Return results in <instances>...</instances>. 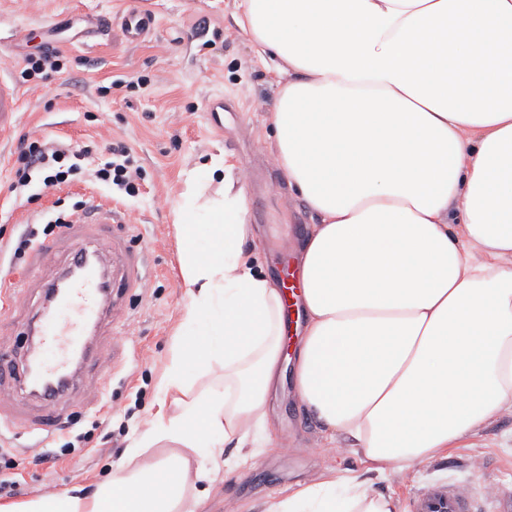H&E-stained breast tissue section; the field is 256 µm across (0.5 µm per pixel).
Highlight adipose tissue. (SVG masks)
<instances>
[{"label":"adipose tissue","mask_w":512,"mask_h":512,"mask_svg":"<svg viewBox=\"0 0 512 512\" xmlns=\"http://www.w3.org/2000/svg\"><path fill=\"white\" fill-rule=\"evenodd\" d=\"M235 22L273 64L277 161L316 217L297 250L296 395L374 472L422 463L512 411V0H238ZM233 171L212 160L217 194L190 185L179 213L195 338L175 344L160 385L179 413L158 416L93 492L0 512H196L185 477L208 474L193 458L219 462L265 425L281 298L253 269L258 229ZM214 360L235 393L185 398L188 365ZM162 442L171 454L143 461ZM267 512L399 508L357 474Z\"/></svg>","instance_id":"adipose-tissue-1"}]
</instances>
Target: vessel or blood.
I'll return each mask as SVG.
<instances>
[{
  "instance_id": "vessel-or-blood-1",
  "label": "vessel or blood",
  "mask_w": 512,
  "mask_h": 512,
  "mask_svg": "<svg viewBox=\"0 0 512 512\" xmlns=\"http://www.w3.org/2000/svg\"><path fill=\"white\" fill-rule=\"evenodd\" d=\"M121 24L133 42L154 28L152 16L139 10L127 12ZM136 223L128 210L97 203L63 227L70 250L61 270L44 283L41 308L19 322L28 342L13 361L0 363V424L27 433L52 432L85 375L110 368L99 338L117 325L123 297L149 285L130 247ZM6 390L28 394L32 411L15 414L12 399L2 396ZM414 512H477V507L470 496L441 483L417 497Z\"/></svg>"
}]
</instances>
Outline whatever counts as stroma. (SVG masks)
Segmentation results:
<instances>
[{"label":"stroma","instance_id":"1","mask_svg":"<svg viewBox=\"0 0 512 512\" xmlns=\"http://www.w3.org/2000/svg\"><path fill=\"white\" fill-rule=\"evenodd\" d=\"M236 0H35L22 10L18 0H0V80L18 88L22 109L0 126V246L15 241L37 211L57 200H90V189L74 182L43 192L39 198L13 197L11 167L27 140L66 137L74 146H92L88 166L111 158V142L123 141L142 168L140 191L119 198L139 218L138 248L149 276L145 292L127 296L126 342L105 334L104 349L114 350L118 365L111 375L86 376L74 399L80 405L77 431L87 433L80 448L60 453L52 441L0 429L17 461L0 466V479L16 482L19 499L40 494L44 485L92 491L111 475L157 414L178 408L157 386L170 364L174 343L190 342L182 324L189 300L180 269L181 235L175 214L184 201L189 176L223 157L238 165L250 162L254 179L246 186L248 221L255 224L260 247L257 269L278 279L311 222L307 207L295 198L281 170H268L269 112L277 87L268 66L250 42L234 34ZM154 15L156 28L145 40L128 41L120 27L126 12ZM97 20L94 32L87 21ZM59 51L66 62L60 78L39 85L19 81L24 59L43 47ZM111 85L101 96L99 86ZM223 98L229 110L224 128L212 130L207 104ZM279 183L267 193L265 183ZM56 258L36 263L27 254L22 270L9 280H27L30 306H37L42 282L59 269L70 247L54 241ZM281 374L269 393V429L280 444L264 443L263 429L249 437L245 453L225 447L219 464L206 457L210 481H190L188 498L206 493L204 512H263V504L289 489L331 477L364 472L362 451L326 445L319 423L295 396L294 351L281 354ZM38 452L57 453L56 463L36 462ZM376 492L396 499L400 512H411L414 496L438 482L452 483L476 495L490 484L512 491V413L496 417L473 438L421 465L373 478Z\"/></svg>","mask_w":512,"mask_h":512}]
</instances>
